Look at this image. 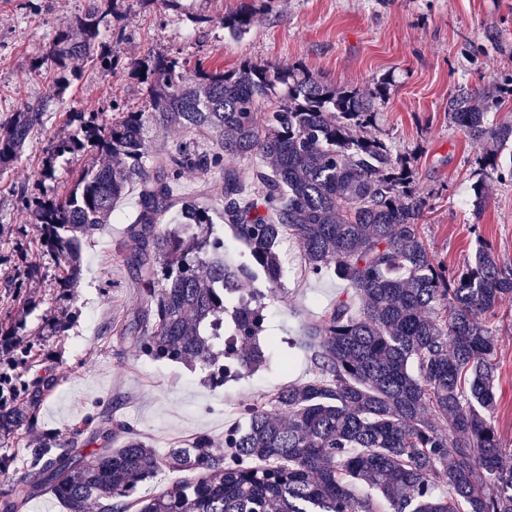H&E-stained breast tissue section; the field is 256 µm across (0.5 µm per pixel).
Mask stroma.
<instances>
[{"instance_id":"obj_1","label":"stroma","mask_w":512,"mask_h":512,"mask_svg":"<svg viewBox=\"0 0 512 512\" xmlns=\"http://www.w3.org/2000/svg\"><path fill=\"white\" fill-rule=\"evenodd\" d=\"M240 0H181L171 11L140 0H98L107 20L104 64L72 61L67 69L47 59L56 34L81 14L87 0H0V121L23 103L50 100L44 125L21 157L0 173V318L18 323L17 344L43 341L60 384L44 403L37 424L0 440V454L22 457L25 448L60 437L89 413L111 411L113 422L133 429L159 453L185 447L196 435L222 438L229 426L247 424V407L280 388L311 378L313 370L293 341L317 323L342 281L308 275L295 241H285L281 287L246 281L242 293L261 292L263 333L280 342L269 365L212 386L199 364L159 363L136 355L114 330L145 302L123 262L124 228L136 214L130 189L105 225L81 249L82 276L61 282L56 256L33 242L26 211L30 199L52 198L74 184L91 156L59 146L83 123H111L113 105L135 110L143 86L137 62L164 55L227 70L255 64L302 62L339 88L372 92L391 84L372 136L387 139L409 158L427 200L425 242L438 261L458 270L479 243L512 263V181H477L478 147L448 120V98L460 84L474 89L512 73V0H276L259 9L250 31L231 38L220 24ZM70 86L58 95L57 82ZM51 176H43V169ZM35 278H28L29 269ZM63 335L45 338L48 319ZM500 350L492 424L512 444V301L493 320Z\"/></svg>"}]
</instances>
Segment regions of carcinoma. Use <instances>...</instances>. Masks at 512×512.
Returning <instances> with one entry per match:
<instances>
[{"label": "carcinoma", "instance_id": "cac0c4a2", "mask_svg": "<svg viewBox=\"0 0 512 512\" xmlns=\"http://www.w3.org/2000/svg\"><path fill=\"white\" fill-rule=\"evenodd\" d=\"M254 14L245 3L222 27L242 37ZM101 22L90 0L64 23L50 62L104 60ZM138 68L143 108L62 143L88 146L98 159L64 195L27 204L35 242L57 256L62 283L80 277L82 240L111 222L136 184L126 261L147 310L122 320L120 332L139 355L195 361L215 384L265 363L274 342L252 343L265 306L236 293L250 273L281 285L289 238L310 275H333L348 289L304 331L313 377L248 407L246 428L220 440L201 434L160 456L130 430L112 447V415L86 416L65 446L45 440L25 449L20 464L0 455V473L19 474L15 488L0 492V512H22L46 495L68 512H512V448L491 424L498 343L489 323L512 298V264L481 246L456 271L429 250L415 169L386 140L361 134L376 124L386 84L363 96L299 63L243 62L226 71L201 61L187 71L176 58L152 56ZM475 94L458 86L448 120L480 146V174L512 178V167L498 163L512 143V119L487 121V111L512 101V75L481 92L486 108ZM48 109L44 100L29 102L0 122V172L18 160ZM150 123L178 127L190 140L153 158ZM239 160L251 162L248 171L233 165ZM186 169L220 174L221 219L246 246L247 261H224V237L192 199L175 223L162 222ZM14 336L15 326L0 322V358L29 374L0 382L3 438L34 426L58 384L40 345L19 348ZM164 468L184 477L152 498L133 497ZM440 485L448 494H436Z\"/></svg>", "mask_w": 512, "mask_h": 512}]
</instances>
